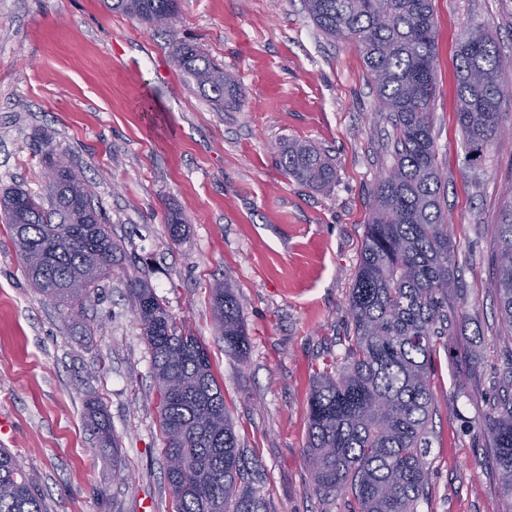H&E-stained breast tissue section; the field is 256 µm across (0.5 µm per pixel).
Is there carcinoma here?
I'll list each match as a JSON object with an SVG mask.
<instances>
[{
  "mask_svg": "<svg viewBox=\"0 0 512 512\" xmlns=\"http://www.w3.org/2000/svg\"><path fill=\"white\" fill-rule=\"evenodd\" d=\"M176 0H111L110 9L166 26ZM327 37L346 35L361 49L383 111L395 130V163L376 183L364 245L348 298L354 331L344 365L326 371L308 400L307 455L314 491L348 497V512H417L430 476L435 347L461 325L448 305L457 273L453 233L443 208L432 135L436 32L431 0H304ZM177 65L217 106L232 96L224 70L182 48ZM461 129L471 162L502 136L505 99L497 49L480 27L456 50ZM55 207L47 210L22 190L0 197L10 237L28 277L44 297L72 310L120 264V249L102 223L83 175L43 143ZM282 171L313 187L334 179L329 157L304 142L281 149ZM499 248L490 288L512 345V204L497 224ZM150 349L157 385L163 453L182 466L165 471L175 512H270L252 485L234 425L206 345L177 322L149 284L129 289ZM224 354L244 356L248 337L237 296L227 280L212 289ZM491 412L481 429L491 447L502 494L512 512V359L498 373ZM92 431L119 462V444L106 410L87 404ZM0 512H47L33 481L0 448Z\"/></svg>",
  "mask_w": 512,
  "mask_h": 512,
  "instance_id": "1",
  "label": "carcinoma"
}]
</instances>
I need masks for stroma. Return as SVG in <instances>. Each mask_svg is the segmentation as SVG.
<instances>
[{
    "label": "stroma",
    "mask_w": 512,
    "mask_h": 512,
    "mask_svg": "<svg viewBox=\"0 0 512 512\" xmlns=\"http://www.w3.org/2000/svg\"><path fill=\"white\" fill-rule=\"evenodd\" d=\"M436 21L433 138L453 224L465 324L432 360L431 475L418 512H505L495 451L480 424L512 358L500 339L496 224L512 202V136L467 160L456 124L455 46L482 27L512 87V0H432ZM155 29L103 0H0V193L48 196L38 150L49 138L90 186L122 262L80 318L32 288L0 213L1 442L47 512H174L164 476L151 356L128 293L143 278L176 321L206 344L240 450L273 512H347L314 491L307 400L353 334L348 296L378 179L394 164L359 49L326 37L302 0H177ZM190 46L223 65L236 96L216 107L176 63ZM302 140L336 168L313 189L282 173ZM186 226L172 243L167 224ZM231 281L250 339L224 353L212 305ZM478 343H471L472 335ZM470 374L466 394L454 381ZM106 408L121 463L94 438L86 404Z\"/></svg>",
    "instance_id": "stroma-1"
}]
</instances>
